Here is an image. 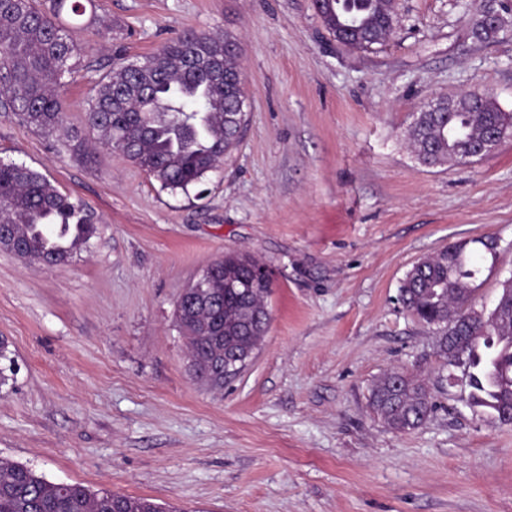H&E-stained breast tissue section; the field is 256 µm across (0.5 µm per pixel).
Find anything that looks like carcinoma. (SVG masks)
I'll list each match as a JSON object with an SVG mask.
<instances>
[{
  "mask_svg": "<svg viewBox=\"0 0 512 512\" xmlns=\"http://www.w3.org/2000/svg\"><path fill=\"white\" fill-rule=\"evenodd\" d=\"M85 13L82 0H0V112L49 135L67 119L60 94L75 72L82 47L79 26L65 12ZM325 28L341 32L357 16L362 25L346 46L368 49L393 31L392 0H322ZM241 53L232 38L185 30L144 57L138 69L117 67L99 83L85 115L105 146L126 145L124 157L172 191H188L217 169L238 144L244 113L234 109L242 96ZM512 126V113L493 102L475 104L463 95L447 112H421L410 129L418 160L427 165L453 161L489 129ZM80 201L58 191L39 171L0 160V249L18 250L55 265L67 261L94 235ZM472 239L448 262V249L417 262L400 285L403 306L440 329L442 357H461L465 375L461 398L494 415L512 408V300L500 299L488 322L459 337L448 335V318L473 303L480 273ZM201 293L188 287L179 296L175 320L185 337L193 375L212 388L224 385V359L247 362L262 341L270 319L269 274L251 255L230 251L206 270ZM371 405L391 429L419 428L435 408L425 383L413 375L386 374L374 387ZM0 512H180L149 498L80 484L47 480L24 464L0 458Z\"/></svg>",
  "mask_w": 512,
  "mask_h": 512,
  "instance_id": "cac0c4a2",
  "label": "carcinoma"
}]
</instances>
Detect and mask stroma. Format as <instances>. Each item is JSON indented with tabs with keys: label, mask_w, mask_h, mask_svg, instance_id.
Here are the masks:
<instances>
[{
	"label": "stroma",
	"mask_w": 512,
	"mask_h": 512,
	"mask_svg": "<svg viewBox=\"0 0 512 512\" xmlns=\"http://www.w3.org/2000/svg\"><path fill=\"white\" fill-rule=\"evenodd\" d=\"M365 50L314 0H90L68 117L42 135L0 112V160L79 200L95 237L52 268L0 250V458L55 483L181 512H512V425L448 384L435 329L399 302L412 265L493 237L474 303L512 276V138L428 167L408 130L438 97L487 93L512 113V0H393ZM497 15L489 41L472 21ZM187 29L234 36L245 125L223 165L171 191L107 147L73 154L95 86ZM271 271L269 330L215 391L194 381L175 302L224 252ZM425 379L435 409L396 432L369 396L387 372Z\"/></svg>",
	"instance_id": "stroma-1"
}]
</instances>
